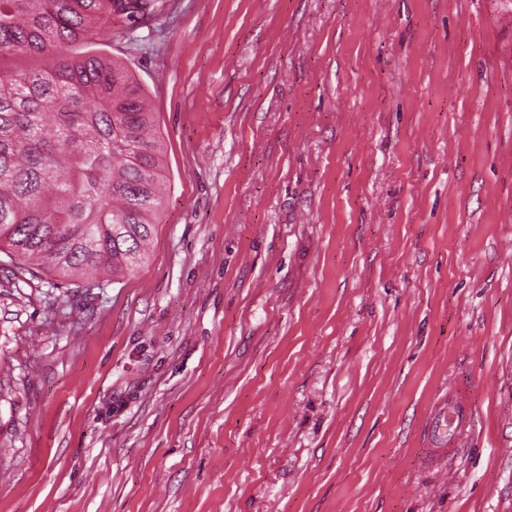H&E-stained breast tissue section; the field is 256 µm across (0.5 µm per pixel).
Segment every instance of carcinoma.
<instances>
[{"label":"carcinoma","instance_id":"cac0c4a2","mask_svg":"<svg viewBox=\"0 0 512 512\" xmlns=\"http://www.w3.org/2000/svg\"><path fill=\"white\" fill-rule=\"evenodd\" d=\"M152 0H0V52L50 59L0 69V245L59 279L105 281L145 263L163 207L164 146L134 74L63 49Z\"/></svg>","mask_w":512,"mask_h":512}]
</instances>
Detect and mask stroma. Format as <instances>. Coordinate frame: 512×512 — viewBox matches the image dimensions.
Wrapping results in <instances>:
<instances>
[{"label":"stroma","mask_w":512,"mask_h":512,"mask_svg":"<svg viewBox=\"0 0 512 512\" xmlns=\"http://www.w3.org/2000/svg\"><path fill=\"white\" fill-rule=\"evenodd\" d=\"M74 50L169 183L102 287L0 252V512H512V0H155ZM441 420L447 422V431L443 437L448 448L443 449L449 452L462 443L469 426L470 416L462 397L448 400L447 410Z\"/></svg>","instance_id":"stroma-1"}]
</instances>
